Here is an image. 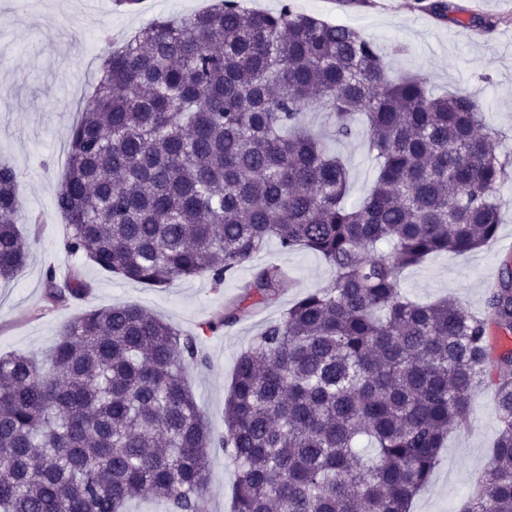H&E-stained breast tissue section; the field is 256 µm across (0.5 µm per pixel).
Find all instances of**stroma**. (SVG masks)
Returning <instances> with one entry per match:
<instances>
[{"label": "stroma", "mask_w": 512, "mask_h": 512, "mask_svg": "<svg viewBox=\"0 0 512 512\" xmlns=\"http://www.w3.org/2000/svg\"><path fill=\"white\" fill-rule=\"evenodd\" d=\"M210 2L146 0L135 13L113 11L104 4L98 14L87 17L84 29L76 30L64 18L79 13L81 0H0V161L19 174V210L27 219L19 230L31 243L26 265L10 281H0V355H44L71 321L118 303L141 305L181 331L193 333L239 298L254 267L278 265L287 272L289 287L275 302L252 309L235 326L204 336L200 350L206 362L188 368L199 410L219 434L224 430V399L238 354L298 298L330 282L332 272L324 259L305 248L284 252L272 242L221 287L202 276L146 288L68 257L61 246L66 226L55 207L67 170L70 128L78 120L69 105L96 80L95 70L87 66V43H94L103 55L157 17L181 19ZM457 2L466 9L477 6L479 13L499 16L502 22L495 32L477 39L472 28L437 23L418 8L417 0H371L370 6L355 8L340 6L338 0H295L300 10L353 25L373 39L390 76L417 75L436 91L480 96L486 123L499 135L500 152L512 154V0ZM305 121L347 164L351 176L347 201L358 203L375 177L362 137L336 140L314 106ZM501 268L502 260L491 243L467 253L433 255L407 268L402 286L416 301L449 297L464 311L479 314L485 307L486 282L498 277ZM50 269L61 277L79 270L90 285L88 293L59 306L46 304L44 279ZM470 404L468 424L449 434L410 512H461L483 475L499 421L487 390L475 391ZM234 481L228 455L224 449H213L208 512H232Z\"/></svg>", "instance_id": "stroma-1"}]
</instances>
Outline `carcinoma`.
<instances>
[{
    "label": "carcinoma",
    "mask_w": 512,
    "mask_h": 512,
    "mask_svg": "<svg viewBox=\"0 0 512 512\" xmlns=\"http://www.w3.org/2000/svg\"><path fill=\"white\" fill-rule=\"evenodd\" d=\"M436 20L454 0H420ZM319 103L333 135L364 121L376 164L370 193L346 204L349 173L303 113ZM479 98L392 79L360 30L239 0L182 20L155 19L108 53L72 127L55 199L64 250L163 288L220 286L274 240L333 271L267 324L236 359L224 433L205 424L186 365L203 336L274 302L286 273L257 269L224 313L184 333L135 304L72 321L49 364L0 356V512H123L153 498L165 512H207L209 459L235 468L233 512H409L470 395L493 390L499 431L462 512H512V349L493 355L489 326L512 333V262L482 316L422 304L403 268L493 240L512 180ZM18 174L0 164V280L29 254ZM78 272L45 277L52 304L80 299Z\"/></svg>",
    "instance_id": "1"
}]
</instances>
